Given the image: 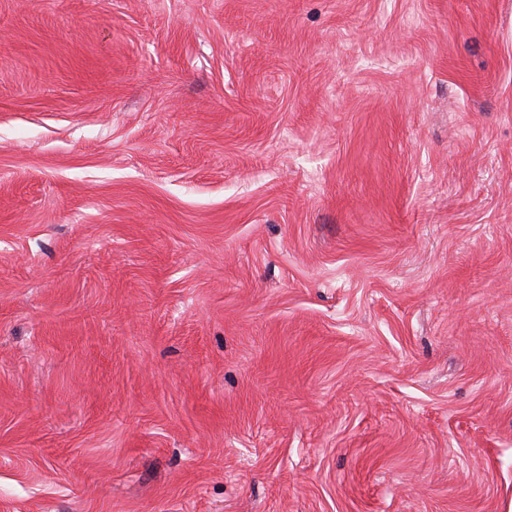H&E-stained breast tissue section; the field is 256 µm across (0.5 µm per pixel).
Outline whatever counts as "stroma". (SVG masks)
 I'll return each mask as SVG.
<instances>
[{
  "mask_svg": "<svg viewBox=\"0 0 512 512\" xmlns=\"http://www.w3.org/2000/svg\"><path fill=\"white\" fill-rule=\"evenodd\" d=\"M0 512H512V0H0Z\"/></svg>",
  "mask_w": 512,
  "mask_h": 512,
  "instance_id": "35a3bbf8",
  "label": "stroma"
}]
</instances>
